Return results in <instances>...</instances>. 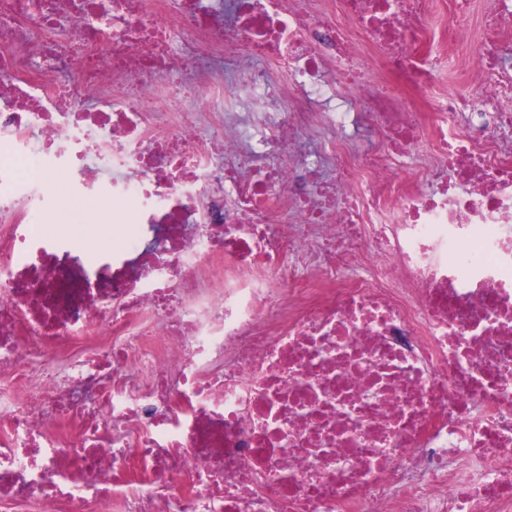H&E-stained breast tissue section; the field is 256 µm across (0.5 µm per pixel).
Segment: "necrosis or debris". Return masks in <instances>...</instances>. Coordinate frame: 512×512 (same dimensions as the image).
<instances>
[{"mask_svg":"<svg viewBox=\"0 0 512 512\" xmlns=\"http://www.w3.org/2000/svg\"><path fill=\"white\" fill-rule=\"evenodd\" d=\"M440 6L0 0V501L512 512V0L461 60L477 127ZM58 176L135 222L111 260L65 261ZM481 0H472V22L474 33L472 40L448 51V62L436 71V83L448 90V92L461 95L467 99H478L479 94L473 83L462 73L459 60L462 55H466L476 50L481 42L487 36L480 24Z\"/></svg>","mask_w":512,"mask_h":512,"instance_id":"obj_1","label":"necrosis or debris"}]
</instances>
